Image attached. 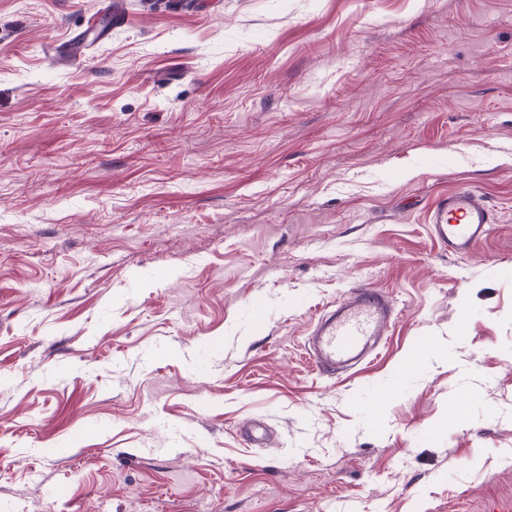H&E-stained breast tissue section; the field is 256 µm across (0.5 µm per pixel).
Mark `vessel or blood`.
I'll use <instances>...</instances> for the list:
<instances>
[{"instance_id":"vessel-or-blood-1","label":"vessel or blood","mask_w":512,"mask_h":512,"mask_svg":"<svg viewBox=\"0 0 512 512\" xmlns=\"http://www.w3.org/2000/svg\"><path fill=\"white\" fill-rule=\"evenodd\" d=\"M106 31L95 38L78 35L54 46L61 60L76 63L85 55L90 41H103ZM495 215L486 200L467 188L441 198L434 206L430 224L445 250L457 257L471 255L490 234ZM395 307L384 293L369 287L351 289L336 311L324 315L309 339L310 363L326 375L357 365L377 348L378 338L393 321Z\"/></svg>"}]
</instances>
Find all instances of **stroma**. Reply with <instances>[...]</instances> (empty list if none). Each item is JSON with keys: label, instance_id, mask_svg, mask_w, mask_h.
Returning <instances> with one entry per match:
<instances>
[{"label": "stroma", "instance_id": "obj_1", "mask_svg": "<svg viewBox=\"0 0 512 512\" xmlns=\"http://www.w3.org/2000/svg\"><path fill=\"white\" fill-rule=\"evenodd\" d=\"M124 2L0 0V512H512V0ZM79 33L74 40H69L67 43L60 45H53L50 50L60 59L70 63H77L86 54L92 41L88 42V35ZM495 215L486 200L467 188L442 197L434 206L430 224L448 253L468 257L490 234ZM394 314L386 294L369 287L351 289L339 308L324 315L312 330L310 363L325 375L357 365L377 349L378 338L385 336Z\"/></svg>", "mask_w": 512, "mask_h": 512}]
</instances>
